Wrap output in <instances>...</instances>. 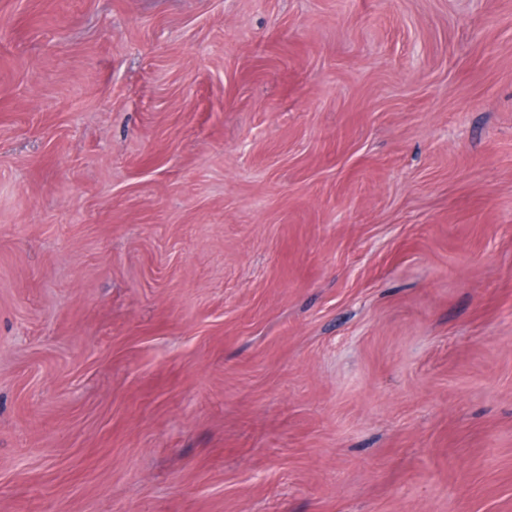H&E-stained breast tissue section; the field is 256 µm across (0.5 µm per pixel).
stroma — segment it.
<instances>
[{
    "mask_svg": "<svg viewBox=\"0 0 512 512\" xmlns=\"http://www.w3.org/2000/svg\"><path fill=\"white\" fill-rule=\"evenodd\" d=\"M0 512H512V0H0Z\"/></svg>",
    "mask_w": 512,
    "mask_h": 512,
    "instance_id": "obj_1",
    "label": "stroma"
}]
</instances>
